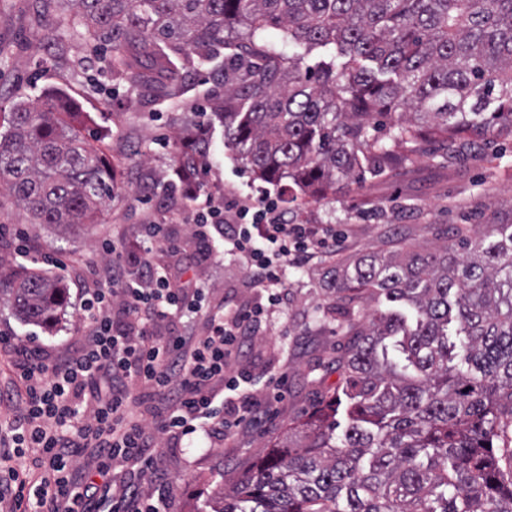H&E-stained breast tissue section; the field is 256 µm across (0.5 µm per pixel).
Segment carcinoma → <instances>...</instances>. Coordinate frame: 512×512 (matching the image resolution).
<instances>
[{
	"mask_svg": "<svg viewBox=\"0 0 512 512\" xmlns=\"http://www.w3.org/2000/svg\"><path fill=\"white\" fill-rule=\"evenodd\" d=\"M57 29L81 26L110 48L112 71L147 102L190 90L197 62L221 75L227 146L268 182L312 198L393 147L441 140L448 161L488 136L512 139V0H42ZM307 48L315 67L230 47L269 29ZM387 115L389 138L375 135ZM82 113L21 100L0 132V199L35 224H93L112 200L102 149ZM203 130L173 141L179 166L206 153ZM336 313L349 340L329 406L257 458L212 512H512V223L459 236V249L400 248L336 266ZM0 293L46 328L66 284L0 256ZM378 301L368 321L361 304Z\"/></svg>",
	"mask_w": 512,
	"mask_h": 512,
	"instance_id": "1",
	"label": "carcinoma"
}]
</instances>
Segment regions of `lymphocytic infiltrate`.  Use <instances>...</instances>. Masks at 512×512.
Returning <instances> with one entry per match:
<instances>
[{
  "label": "lymphocytic infiltrate",
  "mask_w": 512,
  "mask_h": 512,
  "mask_svg": "<svg viewBox=\"0 0 512 512\" xmlns=\"http://www.w3.org/2000/svg\"><path fill=\"white\" fill-rule=\"evenodd\" d=\"M188 221L202 240L231 226L235 253L265 291L264 302L230 299L204 310L196 281L153 266L151 244L169 237L164 225L148 224L142 245L91 269L97 286L80 300L84 338L76 354L49 363L40 350L0 336L25 397L12 439L31 458L10 482H0V512H162L164 496L141 495L132 481L117 484L118 467L152 470L155 431L179 437L202 428L227 441L242 423L259 422L263 406L284 399L287 372H269L263 403L242 391L248 374L234 360L248 354L262 323L280 308L287 268L335 251V231L296 222L268 194L249 206L206 196ZM222 390L238 393L234 413L217 406ZM156 399L163 407L152 430L140 407ZM75 448L85 452L78 466Z\"/></svg>",
  "instance_id": "obj_1"
}]
</instances>
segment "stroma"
I'll return each mask as SVG.
<instances>
[{"instance_id": "obj_1", "label": "stroma", "mask_w": 512, "mask_h": 512, "mask_svg": "<svg viewBox=\"0 0 512 512\" xmlns=\"http://www.w3.org/2000/svg\"><path fill=\"white\" fill-rule=\"evenodd\" d=\"M39 0H0V113L11 112L18 98L40 102L52 90L64 93L85 112L87 136L99 141L115 174L114 196L99 223L63 232L49 224L29 223L19 207H0V253L15 256L27 246L42 268L59 272L67 285V307L53 330L21 322L7 300L0 299V330L16 343L44 346L56 358L75 351L82 340L79 297L91 285L90 265L110 263L112 246L142 241L145 224L165 225L179 251L155 245L152 259L159 270L189 266L204 288V307L234 296L260 302L249 284L245 266L233 255L229 241L211 233L200 241L184 215L192 202L174 181L172 143L183 127L197 123L223 88L203 66L189 68L191 90L177 103L140 104L135 91L113 77L106 49L89 40L82 28L63 29L58 41L43 40L34 17ZM204 156L209 173L201 194H234L248 203L263 193L278 194L277 184L257 179L235 151L224 143V127L207 133ZM512 151V140L480 141L462 163L447 164L439 142H421L418 154L396 146L380 175L344 184L340 191L301 206L298 216L310 224H330L341 244L335 252L314 258L301 269H288L285 306L262 324L251 356L238 367L261 377L267 370H288V392L272 418L262 426L241 429L230 443L211 441L197 432L183 438L157 434L153 472L141 481L153 493L155 476L168 487V512H205L222 488L234 485L268 445L278 443L293 423L325 406L342 381L336 359L346 344V328L336 318L335 283L330 269L374 252L390 255L399 243L415 249L452 243L457 228L483 231L492 210L512 211V170L500 165V149ZM157 186L151 203H143V184Z\"/></svg>"}]
</instances>
